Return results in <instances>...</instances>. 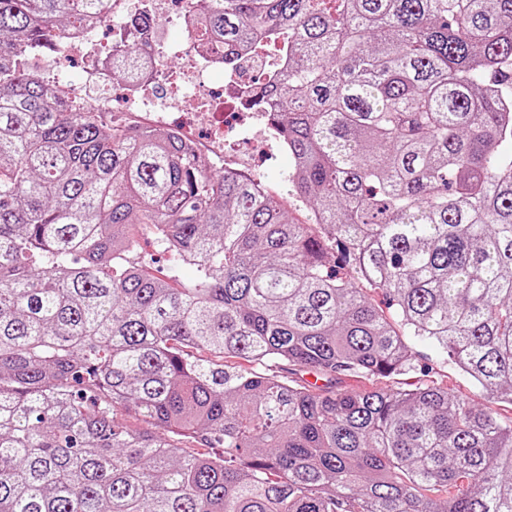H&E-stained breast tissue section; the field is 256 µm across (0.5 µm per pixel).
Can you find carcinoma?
Wrapping results in <instances>:
<instances>
[{
  "label": "carcinoma",
  "instance_id": "cac0c4a2",
  "mask_svg": "<svg viewBox=\"0 0 512 512\" xmlns=\"http://www.w3.org/2000/svg\"><path fill=\"white\" fill-rule=\"evenodd\" d=\"M202 2L197 49L287 47L256 103L306 224L33 76L112 0H0V512H512V421L338 386L413 372L414 336L512 404V0Z\"/></svg>",
  "mask_w": 512,
  "mask_h": 512
}]
</instances>
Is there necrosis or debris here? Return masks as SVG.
Segmentation results:
<instances>
[{"mask_svg": "<svg viewBox=\"0 0 512 512\" xmlns=\"http://www.w3.org/2000/svg\"><path fill=\"white\" fill-rule=\"evenodd\" d=\"M134 11L125 8L124 0H114L112 5V27L116 33L112 42L99 45L96 34L71 35L65 48L66 55L82 58L86 63V80L108 87L112 84V60L125 49L121 36L129 32L135 22ZM180 75L186 86L182 100L170 102L159 98L155 90L162 78L163 70L158 62L145 63L134 81L124 84V97L129 111L142 114L144 129L151 130L165 125L169 112L183 113L178 125L179 135L191 146L198 147L196 130L200 124H208V147L219 152L232 137L243 136L251 130L264 126L265 115L247 104L246 95L258 76L250 72L241 61L226 59L219 54H203L191 43H183L178 52ZM224 77L221 94L212 97L201 93V84L211 75ZM231 105V118L224 121L218 113L224 105Z\"/></svg>", "mask_w": 512, "mask_h": 512, "instance_id": "1", "label": "necrosis or debris"}]
</instances>
